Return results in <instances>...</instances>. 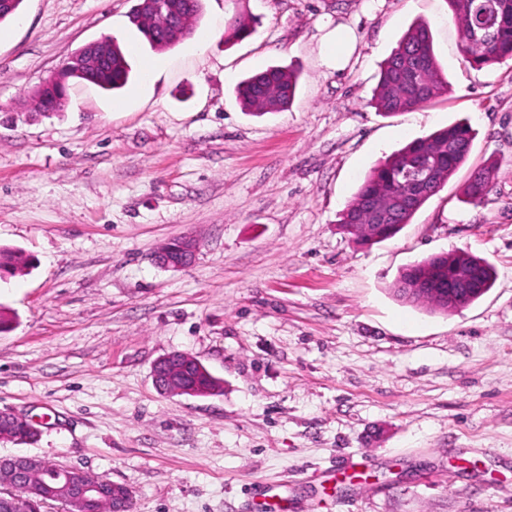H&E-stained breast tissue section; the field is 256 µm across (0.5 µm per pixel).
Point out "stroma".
I'll list each match as a JSON object with an SVG mask.
<instances>
[{"instance_id": "obj_1", "label": "stroma", "mask_w": 512, "mask_h": 512, "mask_svg": "<svg viewBox=\"0 0 512 512\" xmlns=\"http://www.w3.org/2000/svg\"><path fill=\"white\" fill-rule=\"evenodd\" d=\"M138 3L22 0L0 23V246L30 262L0 281V410L39 432L0 458L124 484L133 512H262L269 485L288 512H512V58L465 63L448 0H202L164 52L132 24ZM241 16L253 34L225 43ZM417 19L450 90L382 114L380 64ZM339 25L356 43L335 71L321 47ZM103 37L128 83L71 80L43 114L35 89ZM270 66L299 72L296 94L255 116L235 87ZM460 119L472 151L410 224L343 233L374 164ZM492 159L487 198L461 202ZM184 237L192 263L158 267ZM458 250L494 267L482 298L443 313L394 295L404 267ZM174 351L223 393H159Z\"/></svg>"}]
</instances>
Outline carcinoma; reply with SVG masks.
<instances>
[{
  "label": "carcinoma",
  "instance_id": "obj_1",
  "mask_svg": "<svg viewBox=\"0 0 512 512\" xmlns=\"http://www.w3.org/2000/svg\"><path fill=\"white\" fill-rule=\"evenodd\" d=\"M448 5L459 25L461 53L470 66L490 67L506 57H512V0H492L494 23L482 41L472 39L470 30L478 18V0H448ZM133 22L150 45L159 50L171 47L167 42L168 24L160 16L133 15ZM253 33L249 20L238 18L224 32V41L242 40ZM129 78V69L122 48L112 42V58L103 61L91 72L89 82L112 90L123 87ZM297 75L286 68L272 67L254 74L236 87L243 106L255 114L277 112L293 101ZM448 93V80L442 76L434 51L430 26L425 21L413 23L398 46L381 66L378 86L372 103L384 113L406 112ZM476 133L471 125L457 121L448 127L417 138L385 159L369 172L352 200L341 214L340 224L352 237L358 234L350 229L352 224H371L373 217L367 200L374 195L401 200L388 223L393 237L404 225L411 222L416 212L436 195L467 160ZM498 162L474 171L462 189L470 203H480L488 195ZM28 260L15 250L0 247V278L22 273ZM468 271L471 279L486 294L493 286L494 270L485 260L466 251L453 255H431L408 266L396 279L394 292L407 303L422 304L434 311H447V303L433 292H416L412 282L431 279L440 288H448V280L456 271ZM182 370L176 378L185 385L197 388L202 396L222 391L220 381L203 365L186 355ZM0 434L10 440L33 442L38 431L32 430L15 418L0 415ZM133 498L128 487L118 485L115 495L99 505V512H132Z\"/></svg>",
  "mask_w": 512,
  "mask_h": 512
}]
</instances>
